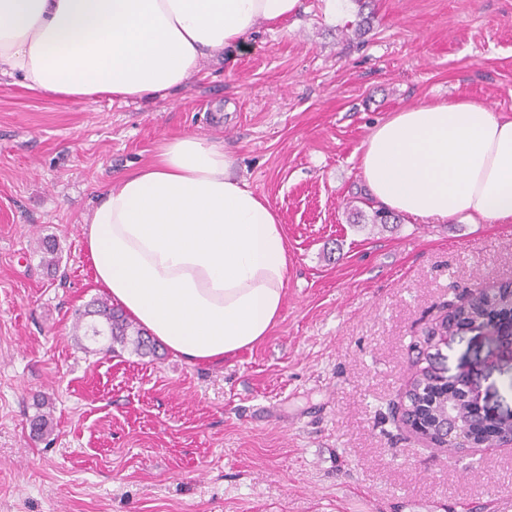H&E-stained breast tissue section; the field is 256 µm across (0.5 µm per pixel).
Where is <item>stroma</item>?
Instances as JSON below:
<instances>
[{
    "label": "stroma",
    "instance_id": "stroma-1",
    "mask_svg": "<svg viewBox=\"0 0 512 512\" xmlns=\"http://www.w3.org/2000/svg\"><path fill=\"white\" fill-rule=\"evenodd\" d=\"M368 2L359 35L358 0L333 15L302 0L148 99L61 101L0 76V512H512V446L459 455L401 422L433 320L512 288V224L372 225L356 160L377 122L421 102L512 115V0ZM182 135L223 142L288 240L281 321L216 365L75 332L102 295L84 220ZM435 351L512 416V358L491 336Z\"/></svg>",
    "mask_w": 512,
    "mask_h": 512
}]
</instances>
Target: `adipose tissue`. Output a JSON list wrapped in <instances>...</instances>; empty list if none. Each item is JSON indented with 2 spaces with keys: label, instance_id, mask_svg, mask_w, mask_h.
<instances>
[{
  "label": "adipose tissue",
  "instance_id": "ef3b65f1",
  "mask_svg": "<svg viewBox=\"0 0 512 512\" xmlns=\"http://www.w3.org/2000/svg\"><path fill=\"white\" fill-rule=\"evenodd\" d=\"M301 0H0V75L72 101L179 90ZM370 198L444 223H512V116L465 97L376 124L358 157ZM98 286L175 356L217 364L280 321L286 233L218 141L180 136L112 182L83 225Z\"/></svg>",
  "mask_w": 512,
  "mask_h": 512
}]
</instances>
